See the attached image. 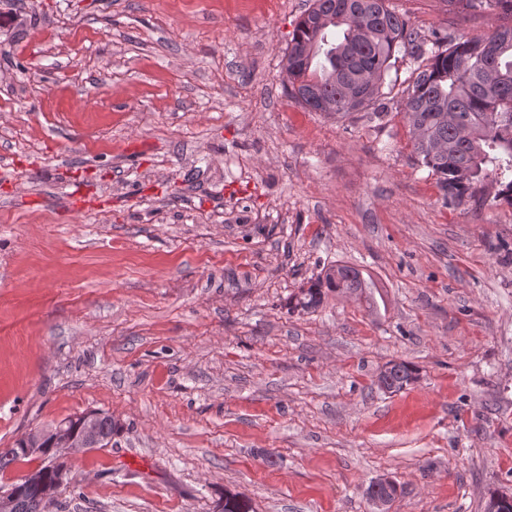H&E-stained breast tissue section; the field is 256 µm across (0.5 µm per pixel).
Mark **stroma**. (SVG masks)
<instances>
[{"label":"stroma","instance_id":"stroma-1","mask_svg":"<svg viewBox=\"0 0 512 512\" xmlns=\"http://www.w3.org/2000/svg\"><path fill=\"white\" fill-rule=\"evenodd\" d=\"M311 0H0V448L90 410L48 512H484L512 496V205L444 204L418 60L339 119L290 97ZM422 37L496 17L390 0ZM368 288L310 313L323 266ZM390 361L419 370L396 393ZM308 288L290 298L291 309L310 311L317 309L328 292L351 291L355 292L362 288H368V284L358 270L353 267L332 264L325 268L314 280H310ZM293 307V308H292ZM397 494L396 485L387 478L379 479L375 482L369 492V500L374 510L373 512H387V506Z\"/></svg>","mask_w":512,"mask_h":512}]
</instances>
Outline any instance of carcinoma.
<instances>
[{
	"instance_id": "1",
	"label": "carcinoma",
	"mask_w": 512,
	"mask_h": 512,
	"mask_svg": "<svg viewBox=\"0 0 512 512\" xmlns=\"http://www.w3.org/2000/svg\"><path fill=\"white\" fill-rule=\"evenodd\" d=\"M460 12L490 13L508 19L486 36L457 40L436 33L427 41L387 0H312L288 44L290 93L309 108L305 91L314 86L321 98L344 118L375 104L385 75L398 51L427 57L415 70L405 118L417 161L437 177L444 200L459 206L471 198L478 182L495 170L497 198L512 204V0H443ZM368 287L358 270L332 264L310 281L289 305L317 309L329 292ZM383 372L389 391L404 389L417 379V369L404 361L389 362ZM104 443L112 441V415L97 422ZM51 438L42 436L41 451L28 450L24 439L0 450V472L35 454L54 458ZM17 491L15 512H46L50 500L37 482L11 485Z\"/></svg>"
}]
</instances>
